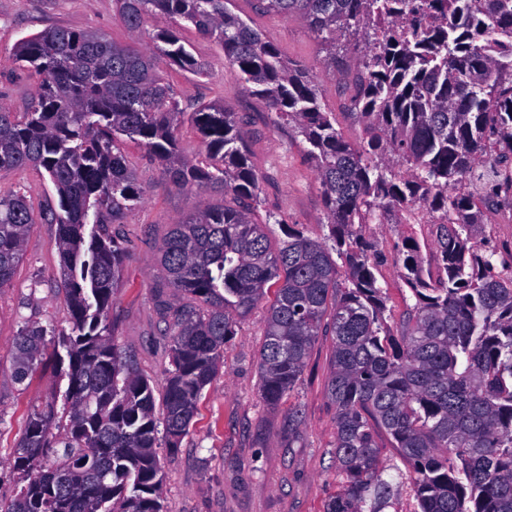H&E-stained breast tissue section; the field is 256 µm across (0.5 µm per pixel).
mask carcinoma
Masks as SVG:
<instances>
[{
    "label": "carcinoma",
    "mask_w": 512,
    "mask_h": 512,
    "mask_svg": "<svg viewBox=\"0 0 512 512\" xmlns=\"http://www.w3.org/2000/svg\"><path fill=\"white\" fill-rule=\"evenodd\" d=\"M127 28L145 32L164 14L212 39L275 121L307 144L326 208L327 234L288 228L272 242L257 206L237 113L198 104L188 112L153 57L99 32L50 27L16 45L38 77L26 112L0 106V169L39 167L58 194L56 246L69 296V329L21 327L14 377L22 382L52 347L67 364L64 438L51 433L56 402L35 411L14 450L22 485L0 512H163L157 449L178 448L224 345L275 282L259 350V392L275 406L294 390L312 347L332 337L327 390L336 408L333 450L339 489L326 512H384L399 483L383 478L378 432L396 448L417 512H512V260L484 234L486 211L512 195V56L494 60L478 43L481 11L512 41V0H259L298 19L336 51L362 42L353 116L367 135L356 147L321 104L315 77L290 65L227 0H116ZM439 22H427L431 15ZM176 70L205 73L171 32L155 36ZM205 157L178 146L184 122ZM133 140L168 182L224 193L192 213L159 247L168 286L170 368L156 412L154 388L112 339L109 311L126 260L116 231L144 199L122 150ZM434 216L433 256L403 236L392 262L415 303L388 325L383 256L366 234L389 212ZM95 224L91 233L86 226ZM30 204L0 196V288L33 231ZM303 412H288V436Z\"/></svg>",
    "instance_id": "obj_1"
}]
</instances>
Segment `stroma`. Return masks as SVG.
Segmentation results:
<instances>
[{
    "mask_svg": "<svg viewBox=\"0 0 512 512\" xmlns=\"http://www.w3.org/2000/svg\"><path fill=\"white\" fill-rule=\"evenodd\" d=\"M230 10L246 20L291 63L311 68L320 99L336 115V127L350 143L363 142L362 126L351 116L353 54L330 52L303 22L286 21L260 9L257 0H231ZM96 31L125 44L126 28L115 0H0V104L23 114L37 79L12 59L22 38L49 27ZM181 37L205 67V75L169 71L186 104L216 103L237 112L249 133L248 160L261 177L259 212L276 216L275 236L293 227L313 239L325 232V204L306 145L293 128L276 123L264 98L252 94L223 52L191 27ZM123 150L145 191L141 207L120 226L119 243L127 255L112 302L117 344L132 356L138 372L162 386L168 366L161 333L160 305L172 301L158 267V249L169 225L184 216L222 204L210 189L168 185L161 166L137 143ZM23 192L31 205L34 229L9 286L0 288V506L17 491L13 452L31 416L65 390L51 357H44L24 382L12 372L15 342L22 323L66 326L67 291L60 276L51 210L58 203L54 185L33 166L0 169V196ZM432 225H371L369 233L385 261L379 281L387 287L392 319L398 327L410 293L390 261L400 235L420 243L432 239ZM265 305H258L224 347V363L198 402L190 431L177 451L160 449L165 480V512H324L338 489L332 461L335 409L327 395L332 339L315 343L290 396L274 407L258 397V352L263 340ZM300 405L304 426L298 442L288 440V411Z\"/></svg>",
    "mask_w": 512,
    "mask_h": 512,
    "instance_id": "1",
    "label": "stroma"
}]
</instances>
